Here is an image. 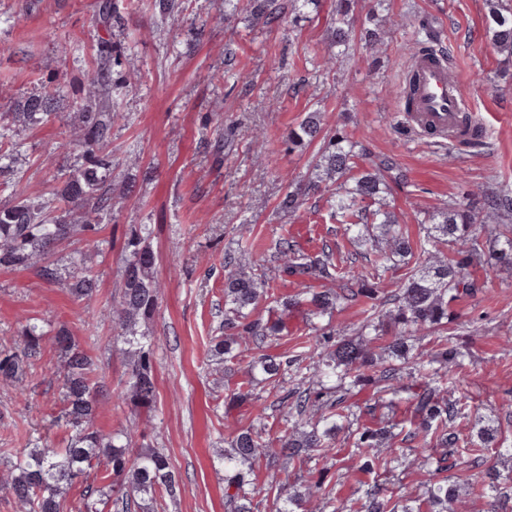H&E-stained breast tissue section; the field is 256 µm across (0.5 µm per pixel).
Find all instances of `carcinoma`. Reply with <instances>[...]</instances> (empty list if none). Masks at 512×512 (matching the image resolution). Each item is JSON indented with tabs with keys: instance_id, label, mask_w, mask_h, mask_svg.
I'll use <instances>...</instances> for the list:
<instances>
[{
	"instance_id": "cac0c4a2",
	"label": "carcinoma",
	"mask_w": 512,
	"mask_h": 512,
	"mask_svg": "<svg viewBox=\"0 0 512 512\" xmlns=\"http://www.w3.org/2000/svg\"><path fill=\"white\" fill-rule=\"evenodd\" d=\"M354 0H337L336 17L330 26L331 41L338 47L349 45L353 25ZM488 33L494 47L512 60V0H486ZM279 0H256L253 17L268 25L280 18ZM124 54L103 50L95 62V72L84 89L85 104L77 123L61 143L68 153L78 151L84 163L69 173L63 187L55 193V205H46L23 193L0 206V266L39 268L48 282L61 280V273L50 257L65 241L80 237L96 248L102 227L99 218L112 212V125L123 118L112 101V72L123 65ZM56 108V91L46 89L27 97L9 113L12 121L35 126L47 120ZM321 113L310 112L288 134V143L298 147L323 138L316 161L320 182L336 184L333 205L336 223L344 233L371 242L377 248L385 244L372 271L351 274L335 263L330 248L311 256L300 250L292 237L283 236L275 244L277 269L291 278L299 292L277 303L267 319H253L251 314L263 299L274 296L271 279L257 272L249 261L252 243L240 234L235 250L224 252V335L212 339L210 354L227 363L240 357L239 348L258 350L250 363L247 391L237 389L226 404L246 398L260 383L280 384L288 377L293 388L281 398L285 408L281 422L284 429L278 447L267 439L266 413L257 414L255 423L236 431L224 463V497L231 512H255L254 500L261 489L251 478L253 469L265 463L270 470V486H286L290 477L287 466L302 465L313 457H325L326 448L336 434L360 420L349 400L366 387L379 393L410 394L411 417L379 427L359 425L349 431L351 447L360 469L371 472L377 466L393 468L400 462L403 449L394 447L396 438L404 442L422 441L441 449L424 456L428 480L420 501L408 497L401 506L378 483L363 491L359 512H468L469 500L459 494L457 486L438 474L448 469V449L457 447L459 435L452 427L465 406L448 398V388L455 383L454 369L463 366L461 354L453 346L420 351L409 356V341L418 333L429 332L448 322L450 306L461 296L472 295L478 288L470 267L480 256L484 244L476 232L480 213L467 203L452 204L429 217L427 240L414 248L398 216L385 205L368 213L358 208L363 202L381 199L388 186L384 174L393 182L404 179L396 163L384 158L377 171L368 172L348 185L345 177L352 169L357 145L341 131L321 136ZM319 188L313 183L288 184L281 207L298 209L310 192ZM480 196L507 230L497 233L489 257L496 269L512 271V188L480 189ZM150 235L141 231L131 237L122 274L118 305L112 308V322L121 329L120 337L128 346V372L125 387L117 395L123 404L140 411H155L158 391L153 372L154 342L140 330L151 319L159 303L162 284L155 277L156 255ZM445 244L452 256L423 266L421 272L407 278L393 306L383 309L375 281L409 260L421 264V257L431 259L427 245ZM69 292L74 299L91 306L98 288L97 271L77 253L72 260ZM312 281L336 284V288H313ZM360 297L372 301L370 314L361 324L357 337L338 338L329 331L314 337L321 348L315 363L297 356L286 359L263 353L267 341L288 330V318L302 306L309 315L324 316L336 309L340 300ZM47 336L44 325L29 323L23 331L22 346L0 350V380L20 383L26 369L41 354ZM52 340L63 356L61 387L62 406L57 419L70 430L62 448H23L9 461L6 489L21 512H63L64 494L92 469L110 479L107 498L99 487L85 486L77 512H101L100 506L111 505L116 512H151L156 496L176 498L180 487L168 457L147 442V435L136 434L119 425L108 433L93 427L97 395L107 390L97 375L91 356L75 347L72 337L59 330ZM477 438L483 448L493 447L499 429L486 422ZM327 467L318 469V478L290 493L277 512H307L313 498L322 496ZM488 489L493 492L488 512H500L495 492L503 482L512 481V469L500 473L492 466L488 472Z\"/></svg>"
}]
</instances>
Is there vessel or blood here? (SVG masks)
<instances>
[{
    "label": "vessel or blood",
    "mask_w": 512,
    "mask_h": 512,
    "mask_svg": "<svg viewBox=\"0 0 512 512\" xmlns=\"http://www.w3.org/2000/svg\"><path fill=\"white\" fill-rule=\"evenodd\" d=\"M413 66L417 81L412 110L407 116L412 129L460 140V120L466 106L458 79L438 57H415Z\"/></svg>",
    "instance_id": "obj_1"
}]
</instances>
